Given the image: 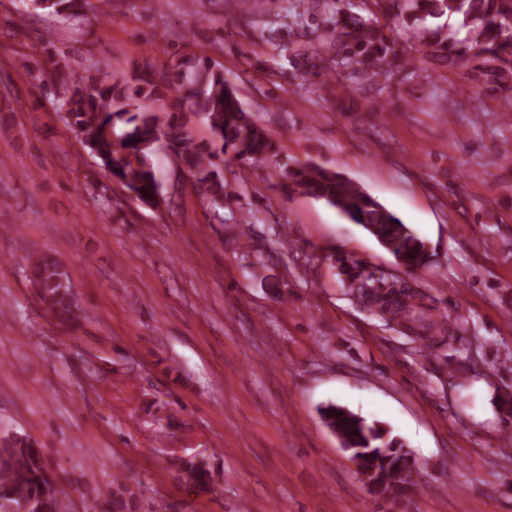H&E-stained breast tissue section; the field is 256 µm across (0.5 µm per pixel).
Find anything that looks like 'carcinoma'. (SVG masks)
I'll return each mask as SVG.
<instances>
[{"instance_id":"carcinoma-1","label":"carcinoma","mask_w":512,"mask_h":512,"mask_svg":"<svg viewBox=\"0 0 512 512\" xmlns=\"http://www.w3.org/2000/svg\"><path fill=\"white\" fill-rule=\"evenodd\" d=\"M29 8L66 20L102 13L92 0H25ZM367 14L335 10L327 52H313L311 68L327 69L337 82L392 81L415 65L398 30L410 35L423 58L465 78L478 91H497L512 105V0H369ZM172 99L176 108L189 102L210 131L196 142L177 115L162 123L146 102ZM66 123L82 134L89 154L137 199L150 204L159 196L152 162L156 142L164 138L179 164L197 181L215 207L224 206V173L213 158L261 163L274 156L278 143L258 125L238 98L224 71L202 59H172L147 65L127 79L103 80L85 94L62 99ZM274 188L301 193L335 208L362 226L412 272L434 256L432 247L377 198L343 174L311 161L283 169ZM339 275L372 315L423 338L446 331L432 317L423 294L392 275L374 276L360 263L338 260ZM28 280L55 324L65 327L77 316L70 298L69 274L52 256H35ZM324 424L343 441L379 494L406 499L421 484L404 443L384 424L367 422L342 406L321 409ZM178 479L200 492L210 491V471L192 460L178 467ZM67 487L50 473L42 448L23 434L0 440V512H56Z\"/></svg>"}]
</instances>
